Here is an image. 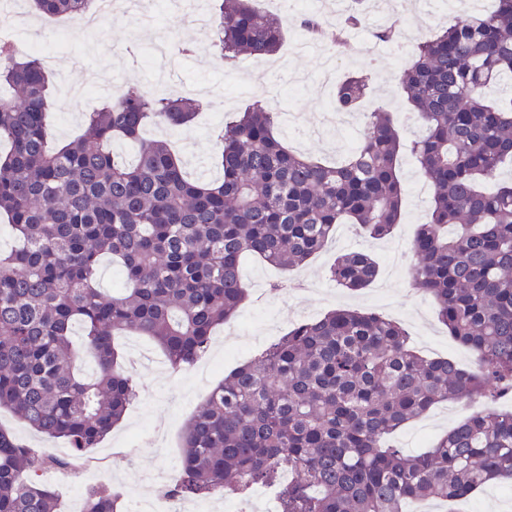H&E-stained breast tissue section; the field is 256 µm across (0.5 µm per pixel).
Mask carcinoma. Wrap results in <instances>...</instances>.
Listing matches in <instances>:
<instances>
[{
  "label": "carcinoma",
  "instance_id": "obj_1",
  "mask_svg": "<svg viewBox=\"0 0 512 512\" xmlns=\"http://www.w3.org/2000/svg\"><path fill=\"white\" fill-rule=\"evenodd\" d=\"M222 0L213 23L222 58L263 57L285 36L279 19ZM93 0H33L42 17L84 16ZM493 84L505 88L494 99ZM0 211L17 238L0 251V408L61 439L69 457L41 454L0 430V512H57L58 494L39 479L68 469L125 415L138 384L118 363L113 340H154L175 369L208 350L214 330L247 298L239 273L247 254L288 269L323 251L339 224L389 237L399 223L402 148L391 112L378 108L343 163L327 166L288 150L274 109L258 102L224 127L223 175L190 180L163 141L143 142L152 120L179 130L195 106L129 86L85 119L83 134L48 146L58 105L36 56L0 42ZM422 121L409 144L433 189L429 219L411 240L415 286L435 301L448 335L474 352L478 373L409 347L396 322L373 310L337 308L295 324L209 393L183 431L181 497L297 478L280 491L281 512H405L415 499H463L493 481L512 487V185H481L512 159V0L457 19L419 41L402 74ZM368 78L336 87L340 112L358 111ZM115 137L139 143L130 165ZM110 256L124 288L107 296L99 272ZM362 252L336 257L331 278L350 291L377 277ZM83 329L90 375L77 364L71 330ZM480 410L424 452L389 436L440 402ZM84 512H120L106 484L85 491Z\"/></svg>",
  "mask_w": 512,
  "mask_h": 512
}]
</instances>
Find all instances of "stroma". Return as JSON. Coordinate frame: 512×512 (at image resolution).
<instances>
[{
  "label": "stroma",
  "mask_w": 512,
  "mask_h": 512,
  "mask_svg": "<svg viewBox=\"0 0 512 512\" xmlns=\"http://www.w3.org/2000/svg\"><path fill=\"white\" fill-rule=\"evenodd\" d=\"M254 6L289 24L286 42L275 55L265 60L242 55L234 63L225 64L220 56L211 53L210 34L185 21L176 40L195 43V55L182 60L170 77L143 71L138 85L157 91L170 82L181 83L184 95L196 99L200 94H208L213 98L212 110L226 115L242 111L254 101H268L277 110L298 115L296 128H288L283 122L278 125L290 149L313 160L340 161L346 152L344 132L321 127L322 115L331 107L335 92L334 86L321 85L315 77L322 42H311L301 53L292 51L289 42L297 29L290 24L291 11L284 8L281 0H254ZM491 6L492 0H457L447 9L416 8L411 0H406L400 12H384L385 23H401L396 44L379 43L370 56L354 51L337 55L338 75L343 78L368 74L367 108L388 107L403 142H410L420 131V121L400 87L405 59L411 58L419 39L447 26L451 18L486 12ZM131 36V18L119 13L101 21L93 30L72 19H40L37 46L41 52L58 56L53 69V97H61L64 86L89 85L88 75L95 71L126 73L132 65L127 52ZM72 62L80 65V72L69 70ZM218 128L215 122L202 126L194 121L184 132L162 131L151 124L144 135L173 141V150L190 176L213 179L220 174L216 165L220 151ZM398 170L406 194L400 222L387 239H372L357 226L348 224L336 230L325 250L301 267L284 270L258 258H246L241 273L249 298L233 319L215 331L211 346L197 367L174 370L166 364H138L131 357L132 345H140L155 355L159 354V347L144 336L117 337L120 361L125 370L138 378L139 394L123 420L98 447L75 460L72 470L43 472V480L58 490L59 512H83L85 488L95 482L106 483L120 492L121 512H134L139 501L161 494L164 486L157 478L178 470L184 425L210 390L231 370L268 348L292 325L316 319L333 308L375 309L402 324L411 346L421 354L448 357L463 368L478 369L476 357L449 336L438 320L432 298L415 289L405 270L392 259L395 249H408L416 226L427 220L431 201L430 196L414 192L423 176L409 151L401 152ZM353 251L370 253L378 266L376 280L357 292L338 286L328 274L337 255ZM287 278L303 281V288L284 295L269 291L272 281ZM470 413L464 403H441L404 426L394 440L406 452L419 451Z\"/></svg>",
  "instance_id": "obj_1"
}]
</instances>
